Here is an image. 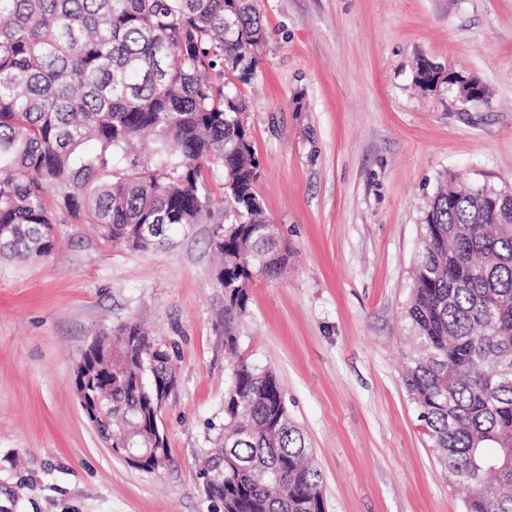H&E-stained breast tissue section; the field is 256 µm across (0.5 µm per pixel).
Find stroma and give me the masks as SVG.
<instances>
[{
	"instance_id": "35a3bbf8",
	"label": "stroma",
	"mask_w": 512,
	"mask_h": 512,
	"mask_svg": "<svg viewBox=\"0 0 512 512\" xmlns=\"http://www.w3.org/2000/svg\"><path fill=\"white\" fill-rule=\"evenodd\" d=\"M256 67L225 69L246 108L257 194L288 248L224 326L211 227L115 247L61 224L48 259L0 256V512H213L200 464L224 421L231 358L274 369L322 475L326 512H463L402 381L419 224L446 174L512 187V0H254ZM476 78L464 107L420 59ZM141 319L173 356L170 450L113 457L79 405L93 336ZM442 73L443 70L438 64L423 59L417 69L416 81L423 89L432 91L437 87Z\"/></svg>"
}]
</instances>
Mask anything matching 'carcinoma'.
I'll list each match as a JSON object with an SVG mask.
<instances>
[{"mask_svg": "<svg viewBox=\"0 0 512 512\" xmlns=\"http://www.w3.org/2000/svg\"><path fill=\"white\" fill-rule=\"evenodd\" d=\"M263 39L250 0H0V255L44 259L58 224H94L103 239L159 249L175 226L214 222L224 323L245 314L257 273L287 254L256 193L259 163L227 90L224 65L256 64ZM422 60L416 81L437 87ZM222 168L231 222L213 221L206 175ZM428 202L406 309L416 346L403 384L429 446L469 489L464 512H512V191L456 175ZM75 368L94 385L96 433L153 462L170 461L154 423L176 376L169 349L137 322L92 340ZM203 468L221 512H325L321 473L290 418L274 370L245 360L224 393V426Z\"/></svg>", "mask_w": 512, "mask_h": 512, "instance_id": "obj_1", "label": "carcinoma"}]
</instances>
